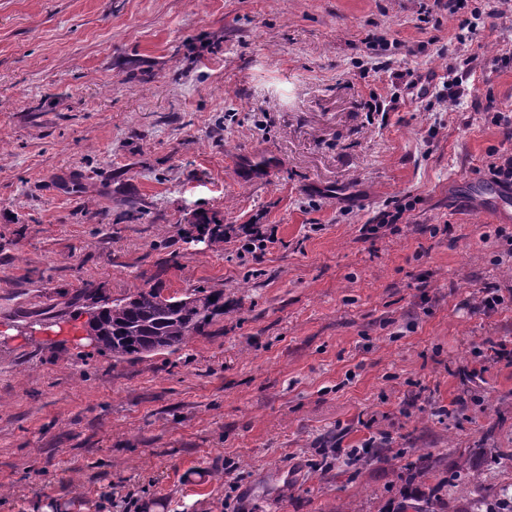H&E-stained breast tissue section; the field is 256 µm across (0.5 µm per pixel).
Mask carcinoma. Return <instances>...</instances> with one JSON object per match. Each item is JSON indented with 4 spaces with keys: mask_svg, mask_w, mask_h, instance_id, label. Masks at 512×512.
I'll return each mask as SVG.
<instances>
[{
    "mask_svg": "<svg viewBox=\"0 0 512 512\" xmlns=\"http://www.w3.org/2000/svg\"><path fill=\"white\" fill-rule=\"evenodd\" d=\"M224 312V292L197 290L184 298L162 295L159 288H140L133 295L103 306L90 324L99 336V348L120 361L157 354H172L200 335L211 318ZM433 470L431 454L418 455L402 471L400 500L393 512H448V502L439 495L438 485L420 495L409 492V485ZM462 512H512V494L502 491L495 502L468 498Z\"/></svg>",
    "mask_w": 512,
    "mask_h": 512,
    "instance_id": "1",
    "label": "carcinoma"
}]
</instances>
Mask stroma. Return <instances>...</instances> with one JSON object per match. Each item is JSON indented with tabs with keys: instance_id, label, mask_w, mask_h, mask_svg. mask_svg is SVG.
Wrapping results in <instances>:
<instances>
[{
	"instance_id": "1",
	"label": "stroma",
	"mask_w": 512,
	"mask_h": 512,
	"mask_svg": "<svg viewBox=\"0 0 512 512\" xmlns=\"http://www.w3.org/2000/svg\"><path fill=\"white\" fill-rule=\"evenodd\" d=\"M423 3L0 0V512H392L422 453L419 489L512 487V363L452 408L483 340L512 348V304L479 306L512 197L475 172L512 0L464 44ZM199 214L278 241L240 259ZM150 286L224 312L173 354L90 346ZM383 433L356 470L322 444Z\"/></svg>"
}]
</instances>
